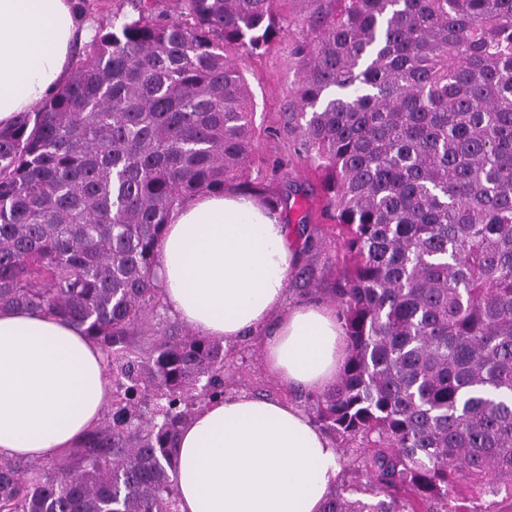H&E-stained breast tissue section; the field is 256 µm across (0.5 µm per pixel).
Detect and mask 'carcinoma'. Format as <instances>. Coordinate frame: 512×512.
I'll return each instance as SVG.
<instances>
[{
  "mask_svg": "<svg viewBox=\"0 0 512 512\" xmlns=\"http://www.w3.org/2000/svg\"><path fill=\"white\" fill-rule=\"evenodd\" d=\"M130 0L69 80L0 128V307L84 328L111 420L59 461L0 457V512H179L183 425L231 349L167 321L157 247L187 199L249 180L278 0ZM285 114L342 233L349 344L300 406L338 442L323 512H512V0H302ZM467 484L471 495L459 496Z\"/></svg>",
  "mask_w": 512,
  "mask_h": 512,
  "instance_id": "1",
  "label": "carcinoma"
}]
</instances>
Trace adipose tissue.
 <instances>
[{
	"label": "adipose tissue",
	"instance_id": "1",
	"mask_svg": "<svg viewBox=\"0 0 512 512\" xmlns=\"http://www.w3.org/2000/svg\"><path fill=\"white\" fill-rule=\"evenodd\" d=\"M76 0H0V127L65 84L81 34ZM299 252L279 212L229 188L171 214L156 274L170 313L232 346L270 327L267 372L285 388L333 386L348 344L334 306L293 302ZM112 400L105 359L55 315L0 309V455L51 461L79 447ZM179 512H322L339 453L304 408L248 393L214 400L182 428Z\"/></svg>",
	"mask_w": 512,
	"mask_h": 512
}]
</instances>
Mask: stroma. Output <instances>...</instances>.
Masks as SVG:
<instances>
[{
	"label": "stroma",
	"instance_id": "1",
	"mask_svg": "<svg viewBox=\"0 0 512 512\" xmlns=\"http://www.w3.org/2000/svg\"><path fill=\"white\" fill-rule=\"evenodd\" d=\"M283 12L293 25L281 32L279 40L260 56L234 55L254 101V127L258 158L252 178L261 193L282 199L283 221L301 254V262L288 276V293L297 301L331 302L336 270L330 259L340 249L334 239V221L322 211L320 174L296 153L293 135L284 128V114L294 100L299 66L290 45L299 36L306 6L302 0H283ZM308 210L306 231H299L301 210ZM225 393L244 391L269 398L293 399V391L281 387L264 368L262 335H254L241 345L225 368Z\"/></svg>",
	"mask_w": 512,
	"mask_h": 512
}]
</instances>
